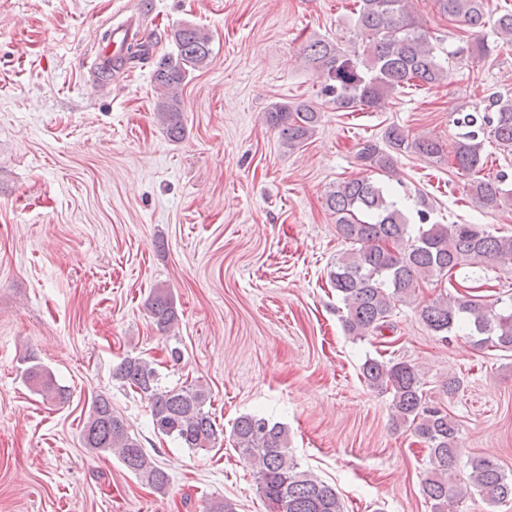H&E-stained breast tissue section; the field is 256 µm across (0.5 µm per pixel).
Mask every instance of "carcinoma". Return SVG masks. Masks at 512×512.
Segmentation results:
<instances>
[{
  "label": "carcinoma",
  "mask_w": 512,
  "mask_h": 512,
  "mask_svg": "<svg viewBox=\"0 0 512 512\" xmlns=\"http://www.w3.org/2000/svg\"><path fill=\"white\" fill-rule=\"evenodd\" d=\"M356 27L368 35L358 47L324 39L304 44L306 65L323 79V92L338 109H382L397 91L407 86L427 89L448 80L449 70L437 60L433 37L420 24L411 0H354ZM467 38L457 51L467 60L487 58L512 45V9L498 13L494 28L496 44L481 36L489 21V0H437ZM177 58H163L153 76L169 95L157 106L169 137L183 132L182 111L176 89L187 68L201 69L211 62V36L185 24L174 32ZM487 113L459 112L455 124L465 129L453 143V164L470 177V194L492 207L512 204V190L503 188L505 175L482 174L486 165L484 138L502 149H512V98L491 99ZM320 109L306 101L278 102L266 112V122L278 130L283 142L295 149L307 142L319 122ZM385 146L367 139L358 144L356 160L368 171L390 174L394 155L412 150L441 160L447 147L426 136L408 140L397 126L384 132ZM326 206L336 218L341 236L352 248L336 258L330 281L341 297L346 314L344 332L354 340L381 336L391 328L389 317L398 302L412 299L422 283L448 278L463 267L512 271V236H495L480 224H432L423 197H418L416 215L406 213L393 199L390 188L368 177L343 180L326 195ZM149 310L157 328L171 329L178 311L165 288L154 289ZM419 319L428 330L443 338L459 329L467 331L479 348L512 351V297L496 308L466 293L454 300L438 297L423 305ZM116 379L129 384L150 408L154 431L176 439L184 448L215 447L219 429L206 410L209 392L200 384L179 388L162 385L153 364L128 357L115 369ZM364 381L391 395L393 425H406L429 450L432 468L421 485L431 512H459L470 491L489 504L512 501V476L485 457L469 460L466 482L457 481L455 446L457 422L447 410L428 405L418 370L392 359L367 358L362 364ZM27 384L50 399L63 392L52 374L35 363L24 369ZM235 450L249 463L259 491L270 512H344L336 489L301 469L289 455L288 429L264 416L244 415L232 428ZM84 447L115 454L124 468L150 488L163 492L169 484L165 470L133 437L112 402L97 396L81 430Z\"/></svg>",
  "instance_id": "carcinoma-1"
}]
</instances>
